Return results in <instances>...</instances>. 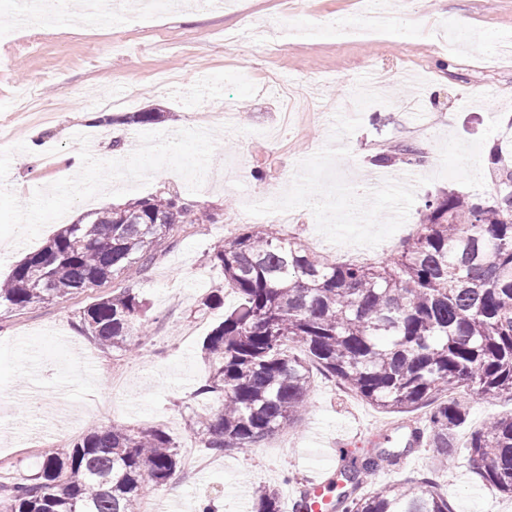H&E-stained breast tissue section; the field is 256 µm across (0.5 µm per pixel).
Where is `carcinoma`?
I'll return each mask as SVG.
<instances>
[{
  "instance_id": "1",
  "label": "carcinoma",
  "mask_w": 512,
  "mask_h": 512,
  "mask_svg": "<svg viewBox=\"0 0 512 512\" xmlns=\"http://www.w3.org/2000/svg\"><path fill=\"white\" fill-rule=\"evenodd\" d=\"M159 112H131L146 126ZM422 162L417 148L393 146L375 166ZM488 197L448 192L428 198L418 231L403 249L369 264L337 261L269 224H249L213 249L224 286L239 304L203 341L209 372L197 394L218 406L193 433L216 455L257 448L297 426L313 371L390 413L429 408L425 424L399 428L439 461L457 454L455 432L469 402L448 396L465 386L475 397L512 395V151L487 155ZM199 220L196 205L164 189L124 206L92 211L69 224L0 282V310H24L100 288L125 287L79 312L85 335L101 349H136L150 326L133 280L173 247L181 224ZM293 344L302 355L285 350ZM413 446L340 452L337 512H451L436 479L366 491ZM462 453L487 488L512 495V414L493 415ZM179 453L166 433L98 426L66 449L51 448L37 472L0 484V512H139L153 487L166 484ZM257 512H279L278 495L254 490Z\"/></svg>"
}]
</instances>
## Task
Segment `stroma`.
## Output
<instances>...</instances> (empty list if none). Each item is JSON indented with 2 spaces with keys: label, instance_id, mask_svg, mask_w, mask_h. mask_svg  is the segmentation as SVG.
Instances as JSON below:
<instances>
[{
  "label": "stroma",
  "instance_id": "stroma-1",
  "mask_svg": "<svg viewBox=\"0 0 512 512\" xmlns=\"http://www.w3.org/2000/svg\"><path fill=\"white\" fill-rule=\"evenodd\" d=\"M116 14L58 19L53 32L18 27L17 0H0V123L19 96L56 105L0 142V281L17 260L63 225L113 203L179 191L210 215L144 273L138 288L152 320L132 352L102 351L78 329L89 291L24 311L0 312V483L37 469L44 448L69 447L92 427L158 428L174 445L192 435L213 400L196 396L207 375L201 342L234 309L200 311L222 286L215 245L247 224H270L320 253L390 257L419 222L422 200L441 190L475 197L490 189L493 137L512 128V66L499 58L512 39V0H383L389 26L379 36L342 40L360 21V0H157L152 12L115 0ZM471 21L460 35L459 17ZM232 102L237 124L202 128L196 116ZM161 112L158 123L124 126L118 151L100 152L88 114ZM410 143L423 163L371 165L388 147ZM35 164L18 166L31 145ZM90 154L81 170L72 155ZM373 185L364 219L352 221L348 192ZM108 403L110 415L95 406ZM316 375L300 424L260 447L213 456L182 482L179 496L155 490L161 512H255L253 491L277 489L292 501L315 472L335 474L337 441L347 450L381 447L401 419ZM435 475L452 512H512L464 455L440 463L417 449L378 484Z\"/></svg>",
  "mask_w": 512,
  "mask_h": 512
}]
</instances>
